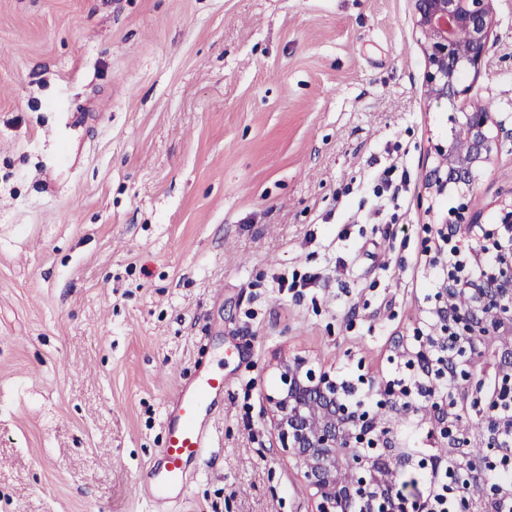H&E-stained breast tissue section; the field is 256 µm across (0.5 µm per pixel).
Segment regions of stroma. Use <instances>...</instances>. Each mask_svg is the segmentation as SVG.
I'll use <instances>...</instances> for the list:
<instances>
[{
	"instance_id": "35a3bbf8",
	"label": "stroma",
	"mask_w": 512,
	"mask_h": 512,
	"mask_svg": "<svg viewBox=\"0 0 512 512\" xmlns=\"http://www.w3.org/2000/svg\"><path fill=\"white\" fill-rule=\"evenodd\" d=\"M475 101L512 129V0ZM410 0H0V512H152L165 410L224 376L168 512H310L267 393L390 376L436 268ZM512 138L473 206L495 219ZM314 276L277 292L281 272Z\"/></svg>"
}]
</instances>
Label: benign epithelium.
I'll list each match as a JSON object with an SVG mask.
<instances>
[{
  "instance_id": "7a95c632",
  "label": "benign epithelium",
  "mask_w": 512,
  "mask_h": 512,
  "mask_svg": "<svg viewBox=\"0 0 512 512\" xmlns=\"http://www.w3.org/2000/svg\"><path fill=\"white\" fill-rule=\"evenodd\" d=\"M499 0H412L414 25L425 59L424 89L435 101L456 103L478 77L493 46ZM468 35L456 44L455 32ZM448 139L434 146L424 187L435 196L451 191L460 203L435 228L432 266L457 263L443 285L426 298L425 317L411 342L393 347L400 377L365 372L342 379L303 357L281 363L267 400L271 425L300 467L313 512H500L512 502V482L493 478L512 467V201L500 205L491 224L481 223L467 197L491 165L499 134L495 115L480 104L451 117ZM494 256L492 269L476 277L471 265ZM493 366L475 394L471 381ZM480 427L462 429L474 405ZM423 437L439 454H422L411 437ZM470 448H486L475 457ZM420 468L435 477L431 488H405L397 478Z\"/></svg>"
}]
</instances>
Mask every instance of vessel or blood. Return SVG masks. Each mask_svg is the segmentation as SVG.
<instances>
[{
	"instance_id": "obj_1",
	"label": "vessel or blood",
	"mask_w": 512,
	"mask_h": 512,
	"mask_svg": "<svg viewBox=\"0 0 512 512\" xmlns=\"http://www.w3.org/2000/svg\"><path fill=\"white\" fill-rule=\"evenodd\" d=\"M224 391L219 374L201 376L189 388L181 389L173 409L166 416L167 437L153 464L149 466L139 490L165 512L168 504L184 495L188 486L187 469L205 454L209 441L201 423L211 401Z\"/></svg>"
}]
</instances>
